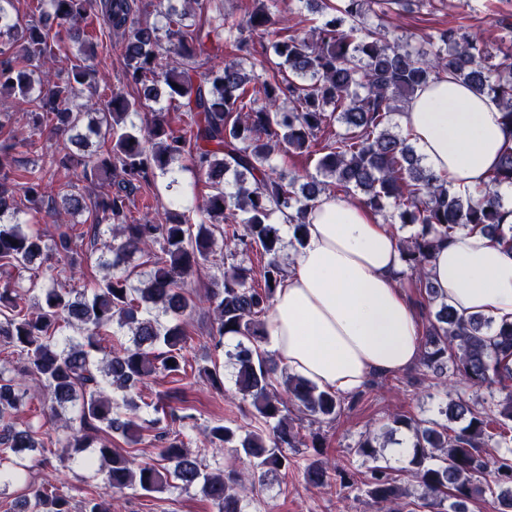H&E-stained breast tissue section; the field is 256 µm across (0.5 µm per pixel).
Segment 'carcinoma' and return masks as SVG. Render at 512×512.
<instances>
[{"label": "carcinoma", "instance_id": "obj_1", "mask_svg": "<svg viewBox=\"0 0 512 512\" xmlns=\"http://www.w3.org/2000/svg\"><path fill=\"white\" fill-rule=\"evenodd\" d=\"M11 2L0 0V97L17 101L30 136L17 137L8 128L11 115L0 114V342L18 363L11 375L0 365L1 486L26 470L24 452L46 448L38 431L15 419L26 377L50 417L61 418L67 407L74 411L63 422L69 436L59 462L93 449L81 462L100 490L82 501L79 512H112L109 492L134 485L146 493L198 487L215 512H246L242 502L262 489L269 473L294 465L288 449L323 447L315 434L308 442L298 438L289 406L334 419L341 398L295 376L285 379L286 395L274 392L275 363L259 343L285 273L277 220L288 223L302 244L307 215L324 194L354 198L385 219L418 226L400 249L427 302L422 364L434 378L451 372L473 386L504 388L512 381V323L495 328L483 315L462 320L438 297L426 272L433 250L461 230L512 248L500 191L512 186V148L482 186L461 190L423 164L411 133L391 126L392 115L417 91L444 76L491 94L512 126V38L493 54L482 37L459 24L438 30L431 48H416L392 35V28L396 16L421 0H301L323 16L311 37L292 33L278 0H254L240 19L224 12L223 0H148L140 6L134 0H37L38 20L24 25L6 8ZM150 13L165 25L141 19ZM98 16L120 33L124 76L134 95L109 90L94 117L74 106L73 98L79 86H99L93 64ZM63 31L76 50L65 54L69 65L62 75L46 79L42 62L55 55ZM163 37L172 45L170 58L161 52ZM228 51L246 57L219 63ZM163 96L187 113L186 126L175 128L160 115L140 125L130 120ZM334 121L343 131L318 146V134ZM84 127L107 148L88 151ZM36 135L65 144L46 162H24L20 155L37 147ZM279 151L318 153L316 171L326 180L310 176L301 183L277 169L271 158ZM179 160L189 161L210 188L195 206L200 222L194 233L181 204L164 205L155 193L159 177L170 187L178 183ZM77 170L100 191L77 192L60 182V173ZM58 198L66 211L87 214L85 230L60 224L47 243L29 226L4 221L22 210L38 214ZM102 224L109 225L112 244L108 254L97 256L83 248V239L99 236ZM218 240L266 257L259 285L253 269L233 263L236 251H229L228 265L205 295L214 350L224 348L226 338L237 340L235 351L227 352V371L254 418L248 427L210 425L205 440L244 455L251 467L246 476L222 466L204 469L208 449L186 448L184 429L195 417L175 405L178 394L148 402L143 392L145 380L158 373L177 376L187 364L184 317L197 301L184 291V279L209 260ZM137 254L150 269L135 286L128 264ZM92 261L106 274L88 288H68L52 276L42 286L23 284L26 270L52 272L61 262L74 269ZM70 328L78 337L65 334ZM125 330L130 343L114 341ZM150 407L158 414L151 424L159 460L134 470L112 438L138 443L140 412ZM439 414L445 422L400 414L367 432L354 449L367 465L365 495L377 505L400 499L394 469L379 458L405 428L414 439L409 471L427 507L446 502L448 512H469L488 493L495 512H512V458L482 454L512 443V392L489 409L459 400L439 407ZM90 430L100 433L94 444ZM487 472L491 485L484 482ZM305 473L316 487L348 484L318 461ZM63 487L57 481L32 488L14 512H72Z\"/></svg>", "mask_w": 512, "mask_h": 512}]
</instances>
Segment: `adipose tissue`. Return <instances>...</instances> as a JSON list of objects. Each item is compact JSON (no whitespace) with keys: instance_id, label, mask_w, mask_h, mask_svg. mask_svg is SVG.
Wrapping results in <instances>:
<instances>
[{"instance_id":"ef3b65f1","label":"adipose tissue","mask_w":512,"mask_h":512,"mask_svg":"<svg viewBox=\"0 0 512 512\" xmlns=\"http://www.w3.org/2000/svg\"><path fill=\"white\" fill-rule=\"evenodd\" d=\"M402 123L427 167L454 187L485 181L512 126L487 95L447 78L418 91ZM396 234L363 206L321 196L304 244L277 288L264 347L291 374L351 394L375 375L413 366L421 326L403 291ZM427 275L461 319L512 323V250L462 231L433 254Z\"/></svg>"}]
</instances>
